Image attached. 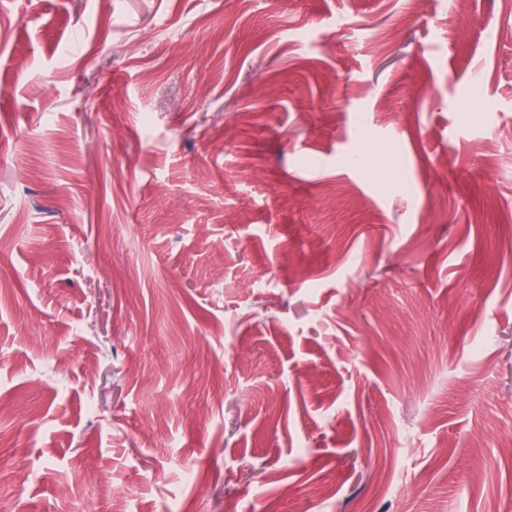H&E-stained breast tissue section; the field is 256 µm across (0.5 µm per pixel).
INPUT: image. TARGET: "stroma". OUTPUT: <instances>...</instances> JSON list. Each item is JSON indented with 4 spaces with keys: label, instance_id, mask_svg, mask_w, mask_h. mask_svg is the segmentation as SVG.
Here are the masks:
<instances>
[{
    "label": "stroma",
    "instance_id": "stroma-1",
    "mask_svg": "<svg viewBox=\"0 0 512 512\" xmlns=\"http://www.w3.org/2000/svg\"><path fill=\"white\" fill-rule=\"evenodd\" d=\"M0 502L512 512V0H0Z\"/></svg>",
    "mask_w": 512,
    "mask_h": 512
}]
</instances>
